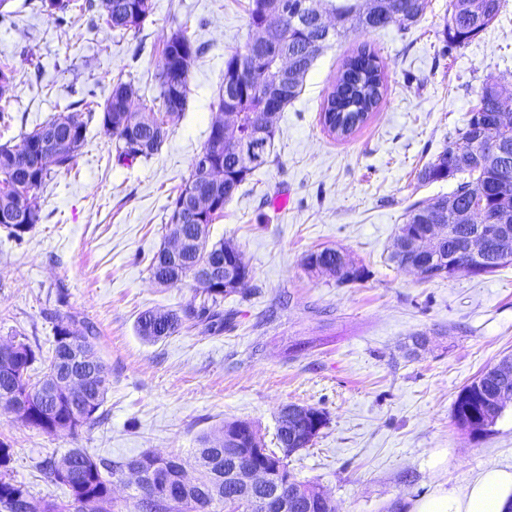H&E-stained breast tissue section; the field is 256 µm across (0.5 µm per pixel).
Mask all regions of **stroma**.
<instances>
[{
  "mask_svg": "<svg viewBox=\"0 0 512 512\" xmlns=\"http://www.w3.org/2000/svg\"><path fill=\"white\" fill-rule=\"evenodd\" d=\"M136 31L90 29L74 10L64 25L41 0H11L0 23V64L17 68L15 98L0 119V145L84 100L102 111L116 78L161 111L156 78L178 26L203 48L189 68L184 111L157 154L118 164L99 120L70 172L54 175L36 204L42 220L23 241L0 228V342L27 336L39 349L40 379L55 324L93 325L108 370L101 423L78 435H47L0 407V441L12 450L10 476L35 506L64 501L38 462L84 448L126 461L150 452L193 461L200 438L224 422L253 423L276 447V416L295 404L324 411L328 424L288 459L299 482L329 493L336 512H407L433 482L464 486L488 466H512V407L473 438L453 404L483 370L512 358V265L496 273L430 281L389 256L407 210L449 195L457 179L424 183L419 171L462 129L488 79L512 96V0L474 39L447 42L449 0H426L408 30L396 23L332 39L281 112L266 166L249 175L210 226L211 242L239 250L252 279L224 299L237 316L223 333L196 326L158 342L135 328L143 311L180 310L193 281L158 284L151 258L168 241V206L219 116L224 62L249 37L252 0H152ZM384 71L383 98L342 138L320 113L360 45ZM286 195L285 208L273 199ZM342 251L365 274L341 284L305 266L313 251ZM424 349L409 353L412 336Z\"/></svg>",
  "mask_w": 512,
  "mask_h": 512,
  "instance_id": "obj_1",
  "label": "stroma"
}]
</instances>
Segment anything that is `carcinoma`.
<instances>
[{
	"label": "carcinoma",
	"mask_w": 512,
	"mask_h": 512,
	"mask_svg": "<svg viewBox=\"0 0 512 512\" xmlns=\"http://www.w3.org/2000/svg\"><path fill=\"white\" fill-rule=\"evenodd\" d=\"M369 2L371 0H366L363 4L343 0L332 5L331 11L339 19V24L327 32L313 23L311 15L318 10V5L316 0H310V18L300 25L286 22L282 28L281 40L288 44L294 62L280 79L277 78L280 63L276 59V47L271 44L261 47L248 40L225 61L224 82L228 83L233 79V72L239 59L247 55L252 56V62L255 63L262 80L257 86L237 92L234 98L228 101L225 100V92H220L219 108L229 109L226 117L220 119L224 136L228 145L237 146L239 150L232 153L222 150L216 154L213 146L214 135H208L202 151L212 154L210 169L204 171L198 168L197 164H192L190 176L184 187L168 206V224H174L176 212H181L182 223L197 226L202 243L198 250L183 258L182 277L167 280L165 284L184 282L190 271L214 254L224 255L226 261L232 260L238 254L236 247L228 242L209 243L210 224L224 213V207L221 206L201 217L190 207V191L208 183L223 186V202L226 203L232 199L236 190L250 174L268 163L273 131L256 135V124L261 113L265 111L266 90L276 84L279 85L276 97L278 113L270 118V126L274 127L280 112L300 94L304 75L327 42L349 32H363L385 26V23L371 12ZM41 3L42 7L56 16L61 24L66 22L67 13L77 7L92 14L93 27L96 28L103 23L108 29L120 32L139 29L153 9L152 0H110L108 4L105 0H84L82 3L78 0H41ZM387 5L392 12L400 16L399 28L405 30L421 18L426 8V0H387ZM500 8L501 0H478L475 6L472 5V0H451V18L447 26L450 43L462 44L477 36L497 19ZM202 51L203 47L195 44L181 27L173 31L167 39L163 55L166 60H174V67L169 72H160L156 96V99L162 102L164 111L155 112L147 107L137 110L135 122L138 136L143 140L141 148L130 145L127 118L115 111L117 104L127 111L131 110L136 90L132 84L120 79L112 85L111 93L101 112V123L115 143V159L118 163L128 166L137 160L150 158L159 150L167 133L166 125L185 108L189 66ZM15 73L14 65H0V101H8L14 97ZM175 84L180 87V102L178 108L173 110L169 106V94ZM383 90L384 74L376 55L363 45L356 55L347 60L337 84L327 97L321 112L323 126L339 137L349 136L377 109ZM66 109L68 114L46 121L25 133L20 146H0V215L18 218V222L4 225V228L9 230V235L17 241L23 240L41 221L40 210L34 204V198L36 192L51 180V167L54 166L59 171H70L85 145L87 126L93 118V111L82 109L79 101L68 104ZM473 112L492 123L499 112L512 114V97L500 99L483 92ZM477 133L478 130L473 125L465 124L457 137L448 142V146L436 159L420 170L418 178L423 182L432 183L458 174H466L468 180L460 182L450 194L458 206L465 208L481 201L495 211L504 206L511 209L512 151L507 158L493 165L481 161H457L458 155L473 151V140ZM56 134L70 138L73 148L56 160L51 167L37 164L41 144ZM443 201L445 198L441 197L413 205L408 211L406 222L400 225L398 233L427 232L429 223L424 220V216ZM442 224L450 238L440 245L432 264L433 273L422 276V279L432 280L447 276L450 261L471 276L491 274L512 264V252L507 258L485 256L480 261L473 260L470 254L461 248V242L467 235V228L458 224L452 214L445 215ZM244 287L243 283H235L226 288L224 283L219 282L217 287L205 289L206 297L200 301H189L179 312L145 311L137 320L136 331L143 340L149 342L174 334L186 321L194 326L202 325L209 331H220L224 329L226 321L224 310L221 309L224 296ZM70 326V321L62 319L56 324L54 341L58 343V347L52 350L48 358L46 373L61 371L66 366H91L96 371L98 395L94 398L87 416L79 424L72 418L70 401L65 394L41 398L39 403L30 408L22 423L47 434L66 432L76 435L82 428L97 424L103 419V414L99 413V410L104 403L108 371L95 351L96 329L87 324L84 332L74 337ZM11 345L16 347L15 356L26 365V368L8 378L0 375V404L5 406L9 403L11 384L16 383L22 387L31 382L28 368L36 361V353L27 342V337L23 336L20 340L11 342ZM501 389H512V371L508 372L505 378L501 377L499 366H493L480 373L460 390L455 400L453 418L456 424L468 430L470 416L481 412L483 397L494 395ZM288 424V416L279 414L276 429L279 451L267 450L270 464L279 465L284 469L288 466V457L293 454L288 437ZM247 429L250 430L251 447H264L257 429L250 422L227 421L218 433H235ZM201 444L202 447L195 449L199 468L196 485L192 490L193 499L163 504L155 512H198L201 505L207 506L203 512H225L223 504H210L207 499L210 481L224 475V449L218 447L211 436L202 437ZM11 461V448L0 441V512H20L18 502L30 499L28 491L10 478ZM67 463L80 473V478L69 487L68 500L60 503L49 502L43 508V512H113L111 487L113 482L124 474V463L97 458L83 448H71L59 457L52 455L45 458L41 462V469L50 481L58 484L60 468Z\"/></svg>",
	"instance_id": "obj_1"
}]
</instances>
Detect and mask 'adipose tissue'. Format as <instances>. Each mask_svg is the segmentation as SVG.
Here are the masks:
<instances>
[{"label":"adipose tissue","instance_id":"ef3b65f1","mask_svg":"<svg viewBox=\"0 0 512 512\" xmlns=\"http://www.w3.org/2000/svg\"><path fill=\"white\" fill-rule=\"evenodd\" d=\"M409 512H512V467L486 468L458 489L435 482Z\"/></svg>","mask_w":512,"mask_h":512}]
</instances>
